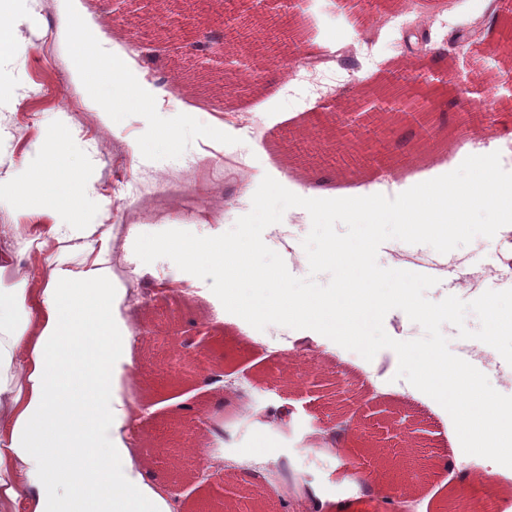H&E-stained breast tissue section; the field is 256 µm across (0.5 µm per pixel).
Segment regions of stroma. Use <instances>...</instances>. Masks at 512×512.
I'll return each instance as SVG.
<instances>
[{
	"label": "stroma",
	"mask_w": 512,
	"mask_h": 512,
	"mask_svg": "<svg viewBox=\"0 0 512 512\" xmlns=\"http://www.w3.org/2000/svg\"><path fill=\"white\" fill-rule=\"evenodd\" d=\"M100 37L133 58L151 82L178 99L183 124L173 151L139 159L133 147L158 139L146 113H125L120 131L104 124L70 82V58L57 36L60 0H35L0 55V180H13L37 144L61 119L73 125L55 163L71 170L74 184H91L84 238L49 235L32 248L26 277L42 282L59 256L76 269L90 267L101 242H108L117 314L130 326V380L122 397L139 409L127 431L134 464L177 500L180 512H201L210 493L183 478L190 461L207 463L213 479L239 484L241 493L224 512H311L283 500L281 468L308 482L326 505L348 512H442L460 494L466 478L481 471L474 456L453 457L458 436L448 412L397 375L389 350L373 360L344 349L316 345L314 354L281 355L266 338L287 334L284 326L256 331L247 322L220 320L200 289L170 287L171 261L141 263L135 239L180 229L213 236L231 229L252 207L262 169L273 168L322 193H354L371 182L384 185L457 161V149L475 142L487 126L512 141V48L502 31L512 30V12L498 0H458L466 42L438 56L443 30L429 17L443 0H71ZM410 12L415 24L392 34L373 60L359 58L374 25L354 18L380 12ZM230 16L223 63L196 64L185 45L203 38ZM356 54L349 81L322 95L293 85V74L316 56L318 43ZM160 55L148 64L147 50ZM215 126L236 133L234 141L209 138ZM311 229L305 209H288L263 232L289 272L307 277L301 245ZM512 249V237H476L441 254L424 244L385 241L380 266L436 277L426 296L454 295L470 301L488 290L512 288V271L493 256ZM207 335L203 353L234 380L223 394L207 397L197 381L177 379L174 356L185 335ZM452 353L475 364L499 392L512 390L504 359L492 347L459 338L443 325ZM204 405L223 418V437L195 432L191 408ZM421 465L420 477L404 479L385 497L371 493L386 463Z\"/></svg>",
	"instance_id": "1"
}]
</instances>
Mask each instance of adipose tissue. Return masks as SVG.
<instances>
[{
  "mask_svg": "<svg viewBox=\"0 0 512 512\" xmlns=\"http://www.w3.org/2000/svg\"><path fill=\"white\" fill-rule=\"evenodd\" d=\"M59 37L74 55L72 84L89 90L105 124L120 128L130 110L160 112L161 89L77 14L62 12ZM103 86L110 98L94 96ZM51 153L38 145L13 186L23 212L52 206L25 191ZM23 254L22 242L0 230V512H171L118 434L137 414L118 393L135 338L115 316L106 256L81 271L57 260L35 290L4 279Z\"/></svg>",
  "mask_w": 512,
  "mask_h": 512,
  "instance_id": "adipose-tissue-1",
  "label": "adipose tissue"
}]
</instances>
